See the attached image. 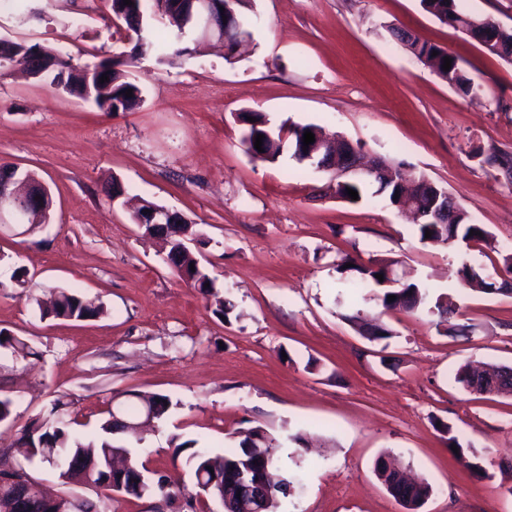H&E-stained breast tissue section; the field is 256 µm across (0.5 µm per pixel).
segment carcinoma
<instances>
[{
	"instance_id": "carcinoma-1",
	"label": "carcinoma",
	"mask_w": 512,
	"mask_h": 512,
	"mask_svg": "<svg viewBox=\"0 0 512 512\" xmlns=\"http://www.w3.org/2000/svg\"><path fill=\"white\" fill-rule=\"evenodd\" d=\"M421 8L437 17L440 21L450 20L461 28L470 32V37L478 38V31L481 29L479 22L483 18L462 11L457 0H420ZM134 11H138L151 22H157L158 0H136ZM165 19L175 28L167 37L157 34L155 27L148 28L144 35V52H153L157 59L168 65H178L184 57L194 53L190 43L180 42L177 39V30L180 29L178 17L167 15ZM392 35L403 43L408 50L421 62L425 64L437 63L436 74L448 85L463 95L469 94L474 88L473 80L464 72L457 63L456 56L446 53L439 46L410 34L401 28L391 29ZM495 37L500 43L502 50H491L505 59H512V28H499ZM438 55H433V52ZM138 46H133L131 52L101 60L93 67L80 68L72 64L71 60L64 58L54 50L39 44L17 43L10 47V53L18 59L27 61L31 58L38 59L37 68H42L44 59L51 61L52 67L43 75L44 81L49 87H54L57 80H66L68 91L87 92L85 100L94 103L103 112H128L140 101H142V89L138 84L131 81L126 74V68L132 66L137 60L136 53ZM452 59L449 70H444V57ZM106 75L109 80L102 83L96 77L86 81L88 72ZM132 90V96L125 95L126 90ZM248 116L254 121L248 123L247 134L244 138L246 143H254L258 134H264L268 129L270 120L261 112H250ZM475 156L483 157V163L491 168L505 170L512 175V155L495 149L484 150L477 147L474 150ZM432 232L430 238H425L426 232ZM416 233L422 243L427 240L440 242L448 241H484L490 233L485 227L476 224L468 212L460 214L453 224H434L431 218L427 217L416 225ZM181 238L171 239L166 261L177 267V276L184 282L199 289L202 292L210 291L206 284L212 283L208 274L199 266L195 253H187L180 246ZM352 270L359 274V279L350 280L346 285L350 288H362L365 283L371 281L380 286V291L374 296V300L386 311L404 309L414 312L426 305L427 293L415 283L402 284L394 288L384 285L388 280V270L384 266H361L356 265ZM383 275L379 280L376 275ZM460 284L474 292L484 294H501L503 290L496 286V282L487 280L478 270L466 263L457 270ZM395 296V300H389V296ZM44 317L84 320L94 318L102 314V308L91 306L76 295L74 292L65 289H56V296L51 305L41 311ZM0 348L9 349L14 354L27 356L32 354L28 345L19 337L0 330ZM138 399L139 408L137 412L129 417L125 408H120L116 413L117 419H107L100 427L98 433L93 437H82L75 433L71 422L64 419V409L67 403L60 399L55 400L50 408L32 419L22 427L20 440L29 448V459H38L41 462H51L56 459L60 462L57 468L58 478L64 484H84L95 488L103 487L106 492L102 493V500H110L112 496L107 490L112 487V451H122L128 455V462L125 465L124 488L120 493L131 495L137 498L144 496L162 495L165 497L173 494L177 482L169 476H160L156 479L144 475V467L139 465L131 452L115 439V435L129 432V425L134 420L148 412L154 413V419L161 420L170 410L171 403L165 401L161 395L134 394ZM273 439L261 426L251 428L248 436L239 442L238 449L225 454H214L207 448L196 447V441L188 440L179 444L181 448H189L191 452L187 455L185 463L194 475L195 482L210 483L213 475L224 477V482L214 484L210 488H201V491H209V495L217 500L224 501L227 512L234 510L236 487L232 478L228 475V467L237 464L241 467L247 464L254 465L257 469L278 470L283 476L274 484L273 491L265 501V512H278L280 499L288 496L294 482V476L288 474L271 452ZM375 471L385 477V483L389 485L390 494L393 497H400L406 502L407 512H419L422 502L431 494V487L426 482H414L406 490L391 484L397 470H387V467L376 463ZM55 512H100L99 505L90 500L76 501L70 499L61 500L52 506ZM0 512H39L37 496H31L29 502L19 503L14 499L12 490L8 486L0 485Z\"/></svg>"
}]
</instances>
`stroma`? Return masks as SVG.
<instances>
[{
	"instance_id": "stroma-1",
	"label": "stroma",
	"mask_w": 512,
	"mask_h": 512,
	"mask_svg": "<svg viewBox=\"0 0 512 512\" xmlns=\"http://www.w3.org/2000/svg\"><path fill=\"white\" fill-rule=\"evenodd\" d=\"M260 22L235 63L215 40L169 66L149 54L129 67L143 101L103 112L19 71L0 75V163L50 189V221L19 232L0 214V330L32 348L0 349V395L14 401L0 449L23 462L17 433L57 399L93 435L123 394L168 396L167 416L126 438L171 497L118 495L108 512H223L200 496L175 442L223 453L262 426L274 456L300 482L280 512H402L374 473L384 455L428 482L421 512H512V394L479 395L454 380L466 364L512 366V295L461 288V263L497 276L512 252V183L475 147L512 154V60L422 10L419 0H253ZM399 27L455 55L476 89L459 94L389 33ZM0 38L56 49L78 66L129 52L102 0H16ZM273 125L317 124L367 159H385L444 187L489 241L419 243L413 224L367 184L360 202L337 196L330 172L283 154L252 159L239 115ZM125 197L177 210L208 243L196 257L214 282L203 294L165 264ZM386 265L437 316L383 311L368 285L343 286L344 258ZM24 268L29 288L10 279ZM56 288L103 306L85 321L42 317ZM231 303L227 318L217 301ZM377 319L371 341L347 321ZM450 426L442 433L440 424ZM482 453L483 474L448 445Z\"/></svg>"
}]
</instances>
